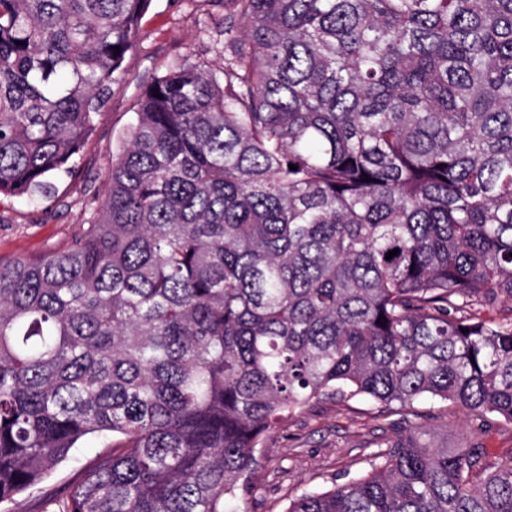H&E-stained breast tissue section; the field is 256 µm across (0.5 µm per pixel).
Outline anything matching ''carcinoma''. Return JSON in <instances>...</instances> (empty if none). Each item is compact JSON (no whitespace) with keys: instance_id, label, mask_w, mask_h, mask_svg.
Listing matches in <instances>:
<instances>
[{"instance_id":"1","label":"carcinoma","mask_w":512,"mask_h":512,"mask_svg":"<svg viewBox=\"0 0 512 512\" xmlns=\"http://www.w3.org/2000/svg\"><path fill=\"white\" fill-rule=\"evenodd\" d=\"M213 1L222 77L171 62L93 220L0 262V505L94 436L58 512H244L322 397L512 424V0ZM151 2L0 0V195L75 171ZM285 512H512V458L416 427Z\"/></svg>"}]
</instances>
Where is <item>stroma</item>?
<instances>
[{
  "label": "stroma",
  "mask_w": 512,
  "mask_h": 512,
  "mask_svg": "<svg viewBox=\"0 0 512 512\" xmlns=\"http://www.w3.org/2000/svg\"><path fill=\"white\" fill-rule=\"evenodd\" d=\"M223 18L222 9L202 6L198 0H152L140 40L124 61L125 77L111 87L77 174L57 179L47 200L0 198V261L60 250L82 231L90 218L84 201L92 194L105 196L112 154L134 120L144 86L177 57L212 45ZM420 425L449 447L477 438L489 458H512V424L497 421L481 433L475 418L445 402L424 400L415 403L412 413L386 415L367 398H322L265 435L241 505L247 512H284L296 493L328 490L343 473L365 472L382 443Z\"/></svg>",
  "instance_id": "1"
}]
</instances>
